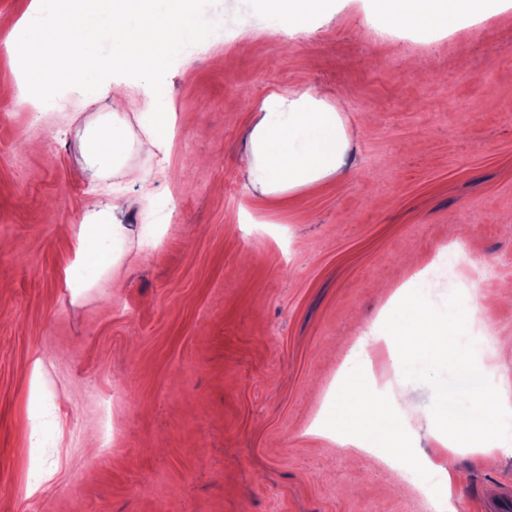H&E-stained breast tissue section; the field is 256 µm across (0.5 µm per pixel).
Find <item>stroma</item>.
<instances>
[{"label": "stroma", "mask_w": 512, "mask_h": 512, "mask_svg": "<svg viewBox=\"0 0 512 512\" xmlns=\"http://www.w3.org/2000/svg\"><path fill=\"white\" fill-rule=\"evenodd\" d=\"M204 38L166 71L176 121L167 154L130 150L96 175L80 148L110 98L20 94V57L0 28V512H426L428 471L390 469L315 432L353 396L346 362L365 329L397 332L403 286L463 240L461 272L485 296L477 359L512 392V0L446 31L380 30L375 0H331L277 28L267 0H200ZM124 118L143 136L149 78L118 73ZM340 103L344 176L260 198L241 158L267 95ZM144 196L128 210L111 276L74 291L64 270L87 197ZM459 356L377 360L390 394L424 412ZM43 363L33 386L34 361ZM63 444L32 447L46 396ZM458 421L423 420L408 443L462 475L449 512L512 497V453L488 461ZM49 481L29 492L35 471Z\"/></svg>", "instance_id": "stroma-1"}]
</instances>
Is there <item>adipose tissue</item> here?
Returning a JSON list of instances; mask_svg holds the SVG:
<instances>
[{
    "mask_svg": "<svg viewBox=\"0 0 512 512\" xmlns=\"http://www.w3.org/2000/svg\"><path fill=\"white\" fill-rule=\"evenodd\" d=\"M195 7L196 0H167L162 11L156 9L154 0H113L107 29L112 55L104 59L77 48L97 28L89 8L77 0H32L25 17L12 23L8 43L9 48L21 47L28 54L20 89L29 95L43 89L51 78L62 76L76 98L111 93L109 117L86 131L84 146L98 172H112L123 165L134 142L120 116L125 106V97L119 91L121 83L116 80L109 86L102 84V71L114 66L135 69L150 78V95L163 101L167 95L163 76L170 62L189 41L201 37L193 21ZM376 7L381 23L390 29H448L462 16L490 13L493 0H377ZM174 120V113H154L152 128L134 144L148 153L163 151ZM248 141L245 172L253 187L265 195L311 186L342 172L348 149L338 108L306 91L293 98L269 94L261 104L260 118ZM136 204V199L118 196L108 204L90 198L77 237V257H87L97 246L111 245L122 230V216ZM482 303L481 294L472 295L459 320L438 316L421 300H413L411 322L393 337L391 347L400 358L432 360L448 345L458 344L457 322L472 324L480 320ZM484 387L482 370L462 364L454 373L452 385L436 389L432 417L447 421L456 412L455 391H469L474 404L465 426L470 431L472 447L488 444L495 449L511 448L512 423L494 414ZM369 418L393 422L391 443L383 455L395 468H405L402 426L418 420V413L410 408L404 414H396L384 396L374 395L361 384L356 400L339 405L336 422L352 430Z\"/></svg>",
    "mask_w": 512,
    "mask_h": 512,
    "instance_id": "adipose-tissue-1",
    "label": "adipose tissue"
}]
</instances>
